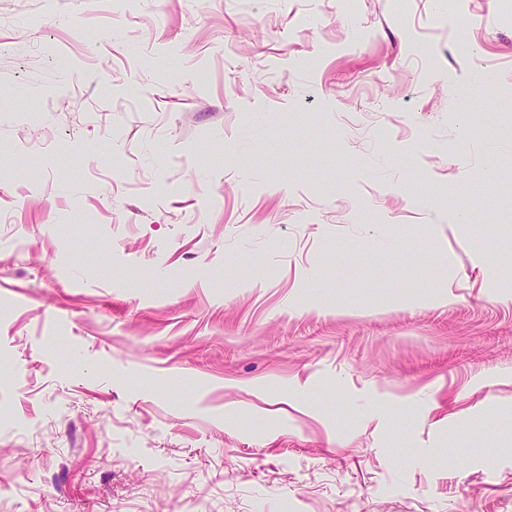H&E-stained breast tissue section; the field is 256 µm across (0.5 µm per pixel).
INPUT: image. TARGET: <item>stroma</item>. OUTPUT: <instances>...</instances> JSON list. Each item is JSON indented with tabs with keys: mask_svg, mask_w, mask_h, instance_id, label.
Wrapping results in <instances>:
<instances>
[{
	"mask_svg": "<svg viewBox=\"0 0 512 512\" xmlns=\"http://www.w3.org/2000/svg\"><path fill=\"white\" fill-rule=\"evenodd\" d=\"M506 99L512 0H0V512H512Z\"/></svg>",
	"mask_w": 512,
	"mask_h": 512,
	"instance_id": "35a3bbf8",
	"label": "stroma"
}]
</instances>
